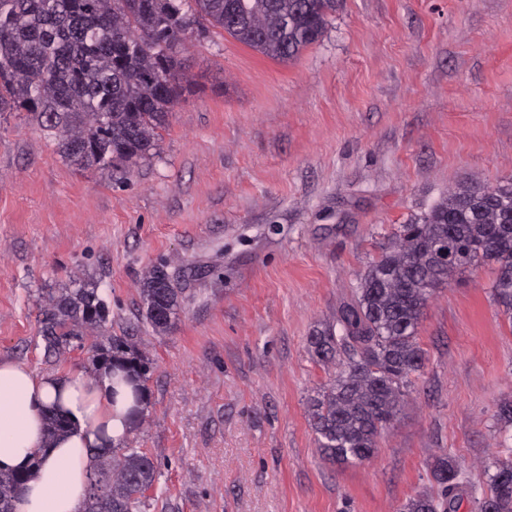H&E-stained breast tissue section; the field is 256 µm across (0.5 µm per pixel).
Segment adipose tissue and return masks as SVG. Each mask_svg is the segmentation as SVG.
<instances>
[{
  "instance_id": "1",
  "label": "adipose tissue",
  "mask_w": 512,
  "mask_h": 512,
  "mask_svg": "<svg viewBox=\"0 0 512 512\" xmlns=\"http://www.w3.org/2000/svg\"><path fill=\"white\" fill-rule=\"evenodd\" d=\"M131 388L111 370L33 374L0 361V472L26 473L14 512H80L91 480V453L110 455L130 434ZM66 428L49 435L46 417Z\"/></svg>"
}]
</instances>
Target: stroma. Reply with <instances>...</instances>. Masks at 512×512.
Segmentation results:
<instances>
[{
  "label": "stroma",
  "instance_id": "obj_1",
  "mask_svg": "<svg viewBox=\"0 0 512 512\" xmlns=\"http://www.w3.org/2000/svg\"><path fill=\"white\" fill-rule=\"evenodd\" d=\"M180 59L191 92L126 172L80 167L28 113L0 112V360L84 371L115 337L148 360L124 441L157 465L141 512H402L444 453L485 486L512 447L490 268L431 295L424 367L369 460L324 459L307 403L339 367L307 339L401 224L512 179V0H343L295 61L208 32ZM156 266L187 284L164 333L144 319ZM81 285L108 320L47 353L49 299Z\"/></svg>",
  "mask_w": 512,
  "mask_h": 512
}]
</instances>
